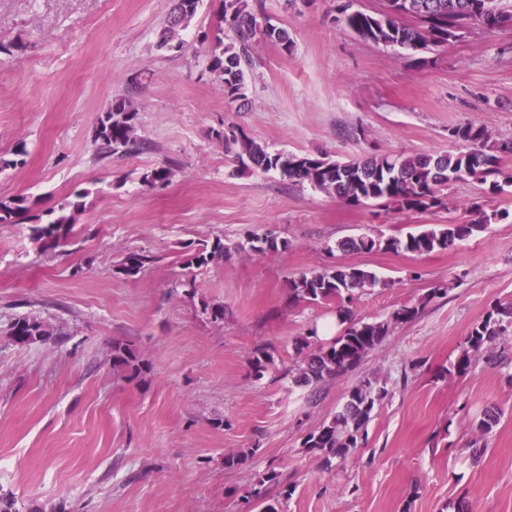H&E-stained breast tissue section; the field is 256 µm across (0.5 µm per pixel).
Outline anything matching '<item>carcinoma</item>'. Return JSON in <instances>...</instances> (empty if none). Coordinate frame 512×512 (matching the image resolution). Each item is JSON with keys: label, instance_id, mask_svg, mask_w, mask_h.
<instances>
[{"label": "carcinoma", "instance_id": "1", "mask_svg": "<svg viewBox=\"0 0 512 512\" xmlns=\"http://www.w3.org/2000/svg\"><path fill=\"white\" fill-rule=\"evenodd\" d=\"M178 16L168 20L159 40L162 51L179 50L183 46L179 31L195 16L200 0H176ZM393 7L365 11L353 8L352 0H341L336 6V20L363 41L399 47L413 53H426L457 39L467 24L481 20L488 30L501 28L502 17L512 16V4L505 0H391ZM221 17L225 37L216 38L213 46L211 70L218 73L224 83V95L233 103L246 97L247 82L253 68V48L260 41L279 44L288 53L294 41L288 31L271 23L264 13L253 7L249 0H223ZM138 112L127 97L112 101L102 113L96 126L95 138L104 148L115 153H128L138 147L130 134L137 124ZM448 136L460 148L445 154H394L374 149V152L349 161H338L324 154L271 152L261 142L242 133L224 135L226 151L233 154L238 170L245 174L253 169L278 171L296 184H308L349 206L375 203L393 206L399 211L427 212L447 208L443 190L449 183L472 178L487 186L491 194L512 186V170L502 166V160L512 156V138L492 136L475 123L457 125L448 129ZM92 193L83 189L74 197L65 198L48 211V219L35 212L25 196L0 199V224L30 222L32 241L42 248H52L67 237L83 210L84 199ZM473 218L464 224H430L417 233L404 237L361 234L348 237L337 244L343 252L372 253L377 251L407 252L417 255L447 250L486 230L487 224L497 220L499 214L481 209L472 211ZM287 248L284 240L264 235L253 236L249 251L263 254L278 248ZM216 240L204 244L188 259V265L203 267L226 260L231 250ZM148 256L129 252L124 257L118 274L135 277L143 269ZM382 283L371 268L361 264L339 263L320 271L302 273L288 281L290 298L295 302H336L337 322L341 326L337 336L327 344L318 343L317 329L296 339L297 352H306L298 368L294 383L299 387H315L329 377L339 376L356 367L379 345L392 328L414 320L419 306L403 304L383 321H364L353 318L356 296L368 288ZM512 335V306L497 305L489 310L467 336L453 369L464 376L473 362L497 341ZM50 330L36 319L21 318L11 328L12 341L29 346L46 341ZM251 374L261 379L274 363L269 350L257 349L250 360ZM112 365L129 367L140 373L142 367L127 344L112 345ZM388 395L386 383L366 377L353 386L345 397L341 409L334 417L307 434L303 447L322 460L330 469L333 461L344 459L362 447L367 438V425L375 408ZM258 449L249 448L224 455V467L233 469L252 458ZM280 485L279 474L264 473L254 488L244 497L246 504L259 512H282V502L292 495V488L282 487L280 498L270 500L269 488Z\"/></svg>", "mask_w": 512, "mask_h": 512}]
</instances>
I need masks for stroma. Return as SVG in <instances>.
I'll list each match as a JSON object with an SVG mask.
<instances>
[{
  "label": "stroma",
  "instance_id": "1",
  "mask_svg": "<svg viewBox=\"0 0 512 512\" xmlns=\"http://www.w3.org/2000/svg\"><path fill=\"white\" fill-rule=\"evenodd\" d=\"M336 4L261 0L294 48L256 47L242 107L210 69L221 0H201L177 52L156 47L172 0H0V157L26 150L0 171V198L47 211L91 191L59 247L41 249L28 224H0V493L45 512H242L272 469L294 489L284 512H454L462 497L473 512H512V381L483 356L467 375L452 368L487 311L512 305V187L492 195L459 180L447 208L426 213L350 207L274 171L238 174L224 150L231 130L338 160L373 145L452 151L449 128L467 122L512 135V30L468 32L419 57L358 39ZM118 96L138 111L141 148L109 155L95 127ZM161 166L168 183L146 185ZM473 205L501 217L449 250L334 249L363 233L462 224ZM267 233L287 250L186 266L201 243L234 249ZM130 251L150 261L126 278L116 269ZM336 262L386 281L358 298L357 317L423 309L354 369L299 388L295 340L335 324L336 304L290 302L288 281ZM439 284L446 295L429 298ZM205 301L223 305V321L206 319ZM26 316L52 336L13 343ZM117 341L137 352L142 376L113 366ZM263 347L274 365L257 380L248 359ZM367 376L388 389L367 440L323 469L304 438ZM489 407L499 422L481 437L472 423ZM246 448L247 464L225 468V453Z\"/></svg>",
  "mask_w": 512,
  "mask_h": 512
}]
</instances>
